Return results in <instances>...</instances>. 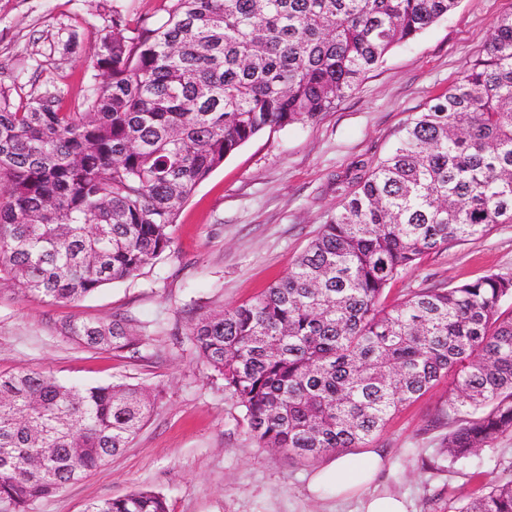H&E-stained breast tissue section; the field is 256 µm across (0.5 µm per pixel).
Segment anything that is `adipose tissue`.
I'll list each match as a JSON object with an SVG mask.
<instances>
[{"label": "adipose tissue", "mask_w": 512, "mask_h": 512, "mask_svg": "<svg viewBox=\"0 0 512 512\" xmlns=\"http://www.w3.org/2000/svg\"><path fill=\"white\" fill-rule=\"evenodd\" d=\"M384 454L373 450L361 459L339 453L318 467L309 477V493L342 500L359 499L362 512H408L403 499L373 494L369 488L383 467Z\"/></svg>", "instance_id": "obj_1"}]
</instances>
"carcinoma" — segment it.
Here are the masks:
<instances>
[{
	"label": "carcinoma",
	"mask_w": 512,
	"mask_h": 512,
	"mask_svg": "<svg viewBox=\"0 0 512 512\" xmlns=\"http://www.w3.org/2000/svg\"><path fill=\"white\" fill-rule=\"evenodd\" d=\"M158 22L113 9L94 32L78 110L46 87H0V281L65 302L139 275L172 247L199 184L266 130L313 123L459 0H165ZM512 224V14L460 80L252 302L204 313L187 335L244 408L251 438L291 460L362 448L443 380V454L512 433V274L407 292L388 284L423 256ZM80 345L125 349L121 321H77ZM156 394L0 374V502L29 512L127 447ZM87 512H168L153 490ZM463 512H512V480Z\"/></svg>",
	"instance_id": "1"
}]
</instances>
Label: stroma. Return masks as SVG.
<instances>
[{
	"label": "stroma",
	"instance_id": "obj_1",
	"mask_svg": "<svg viewBox=\"0 0 512 512\" xmlns=\"http://www.w3.org/2000/svg\"><path fill=\"white\" fill-rule=\"evenodd\" d=\"M127 0H0V86L24 97L53 83L76 110L94 58V31ZM512 0H460L456 10L395 46L335 110L312 124L263 132L225 159L177 217L174 245L151 269L64 303L0 283V372L37 369L85 387L139 383L157 404L129 448L39 500L30 512H86L149 489L169 512H359L357 501L309 497L315 463L256 447L241 407L198 357L189 323L252 300L280 278L333 214L362 168L396 143L410 118L446 95L485 47ZM512 272V224L425 256L388 287L412 288ZM123 320L137 349L96 350L64 336L69 322ZM447 383L401 407L371 445L388 461L377 488L409 512H462L480 482L512 478V434L459 460L439 458L436 424Z\"/></svg>",
	"mask_w": 512,
	"mask_h": 512
}]
</instances>
